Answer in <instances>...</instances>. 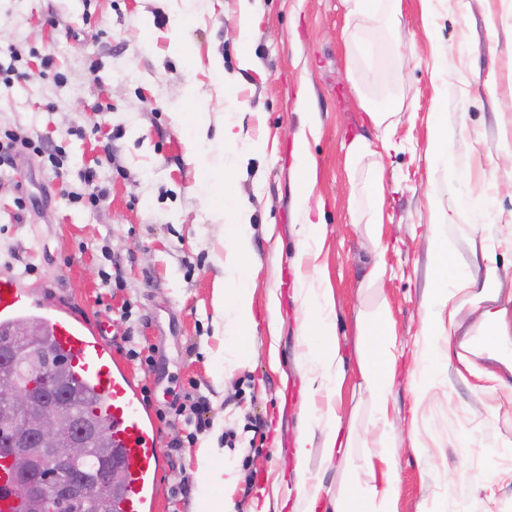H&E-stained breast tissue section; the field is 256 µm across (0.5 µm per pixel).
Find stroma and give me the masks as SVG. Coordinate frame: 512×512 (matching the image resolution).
<instances>
[{
    "instance_id": "35a3bbf8",
    "label": "stroma",
    "mask_w": 512,
    "mask_h": 512,
    "mask_svg": "<svg viewBox=\"0 0 512 512\" xmlns=\"http://www.w3.org/2000/svg\"><path fill=\"white\" fill-rule=\"evenodd\" d=\"M241 0H0V65L28 80H0V131L20 128L62 154L66 180L25 151L0 168V271H25L43 306L87 324L105 323L122 370L148 388L164 462L153 512H196L203 492L195 454L217 451L236 480L226 493L235 512H281L299 483L323 486V512L339 493L348 462L378 448L372 403L358 389L356 317L385 302L401 353L389 406L401 464L398 512H512V167L495 166L512 145V0H437L424 27L419 0H400L396 26L347 17L342 0H260L252 64L242 67L237 35ZM183 27L198 52L187 65L170 50ZM385 54L370 66L355 35ZM413 52L411 62L401 56ZM447 71L433 79L435 54ZM222 70H215L214 60ZM192 86L193 98L180 90ZM308 109L298 105L299 97ZM403 105L385 154L381 261L384 285L364 288L369 244L352 210L362 202L359 174L345 146L376 137L367 106ZM247 151L226 169L251 211V257L223 266L230 243L216 219L220 198L199 183L188 158L191 113L209 115L217 136L235 113ZM104 111H96V104ZM236 114V113H235ZM318 133L312 211L323 214L321 278L335 305L347 379L331 401L353 430L347 459L324 462L313 446L305 476L294 471L296 441L307 426L301 362V302L293 292L299 216L292 196L294 136L308 117ZM448 126L449 167L427 155L436 122ZM105 195L72 203L62 183L82 190L86 169ZM27 197L18 210L17 196ZM465 208L452 225L448 277L472 274V249H486L503 282L491 324L464 307L451 337L448 370L417 397L408 376L428 346L424 308L434 280L432 205ZM255 282L256 328L246 362L225 374L227 338L215 320V290L238 271ZM110 274L103 284L102 274ZM208 401V427L192 433L176 408L186 394Z\"/></svg>"
}]
</instances>
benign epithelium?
I'll return each instance as SVG.
<instances>
[{"instance_id":"obj_1","label":"benign epithelium","mask_w":512,"mask_h":512,"mask_svg":"<svg viewBox=\"0 0 512 512\" xmlns=\"http://www.w3.org/2000/svg\"><path fill=\"white\" fill-rule=\"evenodd\" d=\"M37 358L43 367L27 385L0 382V456L27 488L34 512H75L93 489L109 484L121 497L126 484L122 459L100 465L93 480L74 469L105 427L62 407L68 397L63 386L68 360L42 353Z\"/></svg>"}]
</instances>
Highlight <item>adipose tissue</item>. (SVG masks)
Returning <instances> with one entry per match:
<instances>
[{"label": "adipose tissue", "mask_w": 512, "mask_h": 512, "mask_svg": "<svg viewBox=\"0 0 512 512\" xmlns=\"http://www.w3.org/2000/svg\"><path fill=\"white\" fill-rule=\"evenodd\" d=\"M207 131L205 113H197L189 129L192 158L202 174L203 185L233 206L235 222L230 225L228 232L234 242L233 254L240 259L251 252L250 211L246 205L236 202L223 166L212 165L203 153ZM376 155L377 150H374L372 143L363 137L354 139L346 149V160L350 168H358L363 159L371 161L365 178L369 201L365 229L375 243L381 240L385 194L384 168ZM314 166V159L308 150L307 135L298 133L294 152L293 193L300 218L299 261L307 269L306 274L299 276L296 285L303 307L301 334L306 344L304 361L312 382L317 383L319 391L331 396L342 387L345 371L334 304L328 289L323 288L314 276L325 239L324 224L312 220L309 208L314 190ZM455 221L454 215L443 211L434 216L431 256L442 285L431 289L424 299L425 304H437L453 316L459 312L458 305L453 302L457 293H469L471 304L477 305L494 300L501 284L500 277L490 268L486 270L483 279L465 277L457 281L454 290L444 288L443 282L448 278L449 256L445 228ZM252 296L253 283L245 274L240 275L228 293L217 296V315L236 337L250 335L255 327ZM357 327L360 387L375 403L373 421L381 432L382 446L378 453L366 455L362 459L361 468L367 471L368 481L352 477L337 497L334 512H398L400 471L391 443L392 422L389 418L397 355L390 312L386 307H379L375 312L361 316ZM307 413L308 428L298 439L294 454L295 471L299 474L307 466L314 438H321L323 458L327 461L345 457L351 446V436L344 432L342 419L334 409L321 411L311 407ZM196 464L207 486L198 500L197 512H232L230 500L220 490L224 479L221 470L216 467L211 449H199Z\"/></svg>", "instance_id": "obj_1"}]
</instances>
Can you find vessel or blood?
<instances>
[{
	"instance_id": "vessel-or-blood-1",
	"label": "vessel or blood",
	"mask_w": 512,
	"mask_h": 512,
	"mask_svg": "<svg viewBox=\"0 0 512 512\" xmlns=\"http://www.w3.org/2000/svg\"><path fill=\"white\" fill-rule=\"evenodd\" d=\"M36 305L19 275L0 274V323L11 322ZM47 320L55 347L68 357L76 382L97 395L96 410L124 455L127 484L121 512H151L163 454L147 404L114 358L103 338V326L88 325L60 311L51 312ZM0 512H26L22 493L1 470Z\"/></svg>"
}]
</instances>
